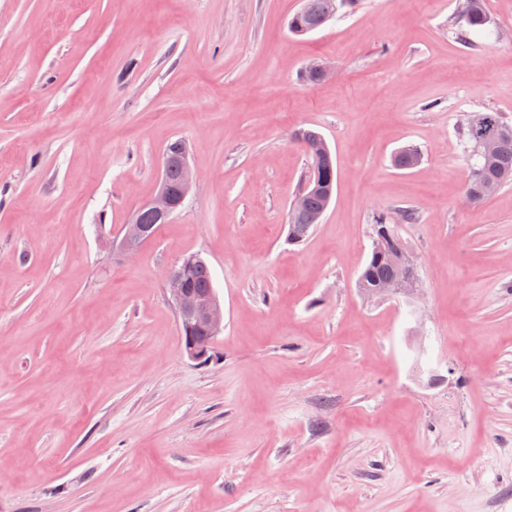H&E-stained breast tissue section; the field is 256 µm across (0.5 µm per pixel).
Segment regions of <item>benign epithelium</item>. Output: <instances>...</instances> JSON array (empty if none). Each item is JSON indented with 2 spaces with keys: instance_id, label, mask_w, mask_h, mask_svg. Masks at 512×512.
I'll return each instance as SVG.
<instances>
[{
  "instance_id": "1",
  "label": "benign epithelium",
  "mask_w": 512,
  "mask_h": 512,
  "mask_svg": "<svg viewBox=\"0 0 512 512\" xmlns=\"http://www.w3.org/2000/svg\"><path fill=\"white\" fill-rule=\"evenodd\" d=\"M169 159H164L161 167L159 187L156 194L147 201L141 210L152 213L157 219L168 221L183 206L193 186L192 173L187 151L181 153L183 178L177 191H172L167 183ZM374 245L376 251L386 254L389 263L397 270L396 276L384 281L377 288L380 293L397 294L406 288L418 287L416 264L404 248L390 249L391 230L380 226L376 230ZM150 238V226L142 223L140 215L123 225L119 236L112 239V249L129 256L136 254L141 245ZM191 262L184 259L180 265L165 275L166 293L175 308L178 324L190 330L196 327L205 329L206 336L183 338L182 350L190 359L200 363L212 360L211 344L224 328V309L215 289L194 291L186 287L183 268Z\"/></svg>"
}]
</instances>
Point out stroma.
Returning <instances> with one entry per match:
<instances>
[{
  "label": "stroma",
  "instance_id": "stroma-1",
  "mask_svg": "<svg viewBox=\"0 0 512 512\" xmlns=\"http://www.w3.org/2000/svg\"><path fill=\"white\" fill-rule=\"evenodd\" d=\"M301 5L0 0V512H512V184L463 197L469 119L512 122V0L465 42L462 0L296 36ZM300 127L337 184L293 245ZM175 139L192 194L112 252ZM381 215L410 292L358 286ZM190 254L224 304L206 364L165 291Z\"/></svg>",
  "mask_w": 512,
  "mask_h": 512
}]
</instances>
